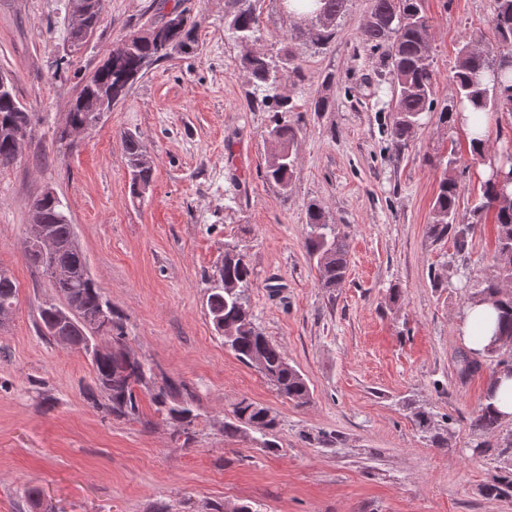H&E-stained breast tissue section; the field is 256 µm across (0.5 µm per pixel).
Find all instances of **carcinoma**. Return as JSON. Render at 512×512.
I'll return each mask as SVG.
<instances>
[{"mask_svg": "<svg viewBox=\"0 0 512 512\" xmlns=\"http://www.w3.org/2000/svg\"><path fill=\"white\" fill-rule=\"evenodd\" d=\"M230 10L225 15V27L235 41L243 44L256 38L260 27V0H229ZM348 0H312L304 16L313 21L305 27L290 24L285 45L274 54L247 53L239 60V70L260 103L273 112L266 130L273 151L265 168L266 180L283 188L293 177L295 167L294 145L298 128L281 116L290 111L289 100L277 93L284 80L302 81L299 50L303 46L322 48L336 39V20L344 13ZM175 25L163 26L162 40L139 36L134 31L127 35L133 47H118L109 52L105 64L87 76L70 106L65 126L56 132V143H64L67 127L78 128L92 120L101 101L108 97L117 102L125 97L133 85L154 64L175 55H188L198 50V23L187 9ZM370 23L364 31V40L374 46L392 40L391 62L395 88V105L389 135L393 143L402 146L408 142L419 125L422 113L433 107L436 76L429 54L430 20L422 0H371ZM491 24L494 41L485 50L470 48L466 43L459 52L455 73L460 103L471 104L478 112L512 116V0H493ZM33 131V115L18 101L15 93L0 95V170L14 165V140L18 131ZM122 149L130 171L129 190L132 198L144 199L153 181L154 165L141 164L145 153L139 137L126 134ZM457 157L448 158L438 185L433 204L434 221L430 233L436 239L452 235L464 245L469 235L484 216L493 214L496 241L493 269L482 279V288L476 298L495 303L500 312L498 340L512 339V156L495 161L492 173L483 184L482 202L470 210L472 221L460 222L461 188L451 171ZM48 233L54 238L56 249L46 255L32 244L26 248L28 264L42 273L54 290L55 297L39 307L40 329L50 341L56 340L60 308L68 305L78 311L83 323L66 330L64 336L71 347L90 355L94 386L105 398L103 408L117 419H140V393H149L156 411L165 415L175 428L177 436L194 435L198 418L195 412L196 395L185 383L168 376H158L152 364L140 360L128 348L124 317L105 296L98 282L90 275L87 260L75 240L74 225L62 213L56 200L42 192L32 200ZM308 231L305 247L316 265L319 283L323 288L341 284L348 269L346 248L347 231L326 220L325 212L316 203L307 207ZM252 269L247 255L238 246L224 245L221 265L208 277L207 309L215 331L224 337V346L242 363L257 370L277 394L297 406L311 400V392L304 375L290 363L282 348L268 339L255 325L248 303L252 287ZM18 303L17 286L12 275H0V312L14 315ZM110 336L112 351L101 357L90 354L96 338ZM482 358L487 362L491 380L501 374L512 376V350L500 352L486 349ZM434 415L430 411L414 409L413 421L422 433L432 432ZM279 421L271 411L243 399L234 404L230 420L224 422V438L234 439L248 430L261 435L262 445L278 450L270 440ZM470 427L481 435L501 432V418L486 403L475 411ZM512 451V433L503 437L499 448L486 442L471 447L472 454L498 458ZM488 496H512V471L493 479L486 485Z\"/></svg>", "mask_w": 512, "mask_h": 512, "instance_id": "1", "label": "carcinoma"}]
</instances>
